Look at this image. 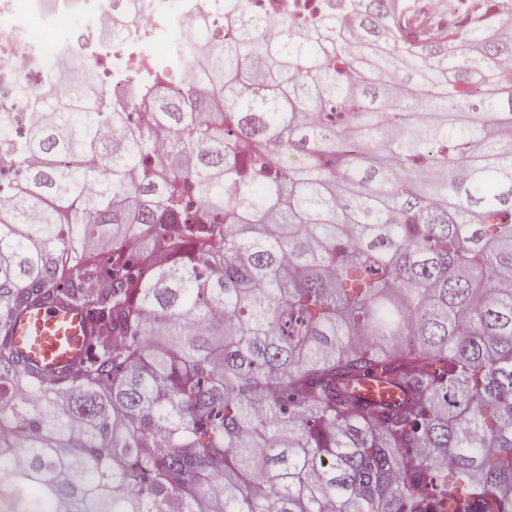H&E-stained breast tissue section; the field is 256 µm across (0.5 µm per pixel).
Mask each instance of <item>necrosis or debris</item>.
I'll use <instances>...</instances> for the list:
<instances>
[{"label": "necrosis or debris", "instance_id": "1", "mask_svg": "<svg viewBox=\"0 0 512 512\" xmlns=\"http://www.w3.org/2000/svg\"><path fill=\"white\" fill-rule=\"evenodd\" d=\"M183 14L207 11L211 0H139L137 22L124 29L111 45L96 38L112 26L110 0H0V131L16 138L42 99L53 93L50 77L65 64L93 58L103 83L115 101L126 98L131 86L153 72L160 58H171L168 75L195 73L201 38L160 42L169 23L171 2ZM329 0H241L242 8L262 15L267 26L288 20L295 31L316 26ZM83 15L82 31L65 27V20Z\"/></svg>", "mask_w": 512, "mask_h": 512}]
</instances>
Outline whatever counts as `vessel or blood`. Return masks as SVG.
I'll use <instances>...</instances> for the list:
<instances>
[{
  "instance_id": "1",
  "label": "vessel or blood",
  "mask_w": 512,
  "mask_h": 512,
  "mask_svg": "<svg viewBox=\"0 0 512 512\" xmlns=\"http://www.w3.org/2000/svg\"><path fill=\"white\" fill-rule=\"evenodd\" d=\"M88 334L85 317L60 304L34 307L13 325L18 350L47 376L59 375L84 356Z\"/></svg>"
}]
</instances>
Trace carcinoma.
<instances>
[{"label": "carcinoma", "instance_id": "carcinoma-1", "mask_svg": "<svg viewBox=\"0 0 512 512\" xmlns=\"http://www.w3.org/2000/svg\"><path fill=\"white\" fill-rule=\"evenodd\" d=\"M391 2L261 38L217 0L237 40L145 79L150 125L90 74L4 141L40 162L0 195V512H512V5L419 45ZM57 303L50 377L12 323ZM89 325L77 310L61 304L41 305L19 316L13 342L44 375L56 376L85 354Z\"/></svg>", "mask_w": 512, "mask_h": 512}]
</instances>
